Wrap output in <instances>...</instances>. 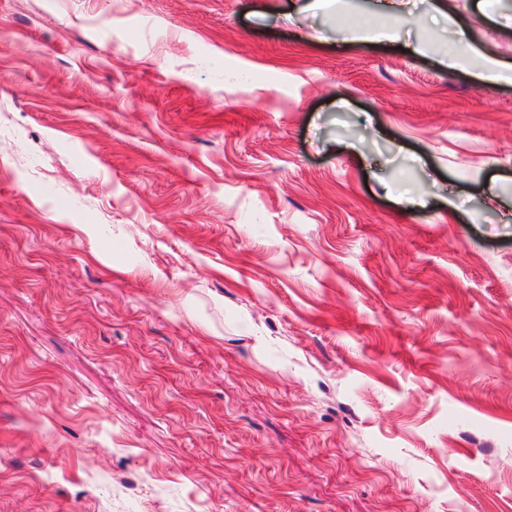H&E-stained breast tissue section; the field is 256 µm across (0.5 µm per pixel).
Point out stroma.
<instances>
[{
  "instance_id": "35a3bbf8",
  "label": "stroma",
  "mask_w": 512,
  "mask_h": 512,
  "mask_svg": "<svg viewBox=\"0 0 512 512\" xmlns=\"http://www.w3.org/2000/svg\"><path fill=\"white\" fill-rule=\"evenodd\" d=\"M290 2L0 0V512H512V0ZM455 40L471 50L476 56H478L477 63V78L486 84H496L501 81L511 80L509 77L512 73L511 67L507 62L503 61L498 56L492 54H485L479 52L477 49L472 47L470 42L469 30L460 27L455 30ZM511 70V71H510Z\"/></svg>"
}]
</instances>
